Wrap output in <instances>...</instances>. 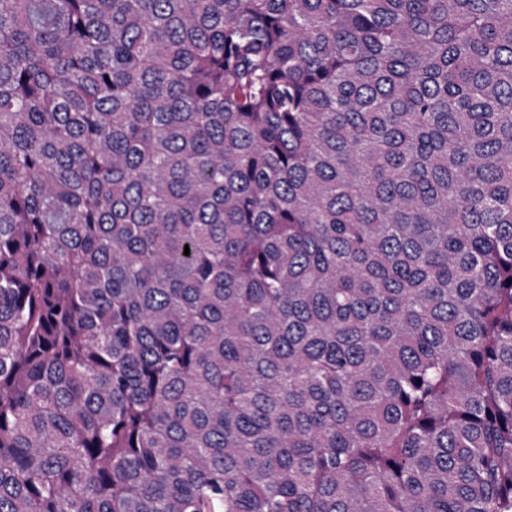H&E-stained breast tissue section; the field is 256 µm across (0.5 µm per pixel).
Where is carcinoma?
Masks as SVG:
<instances>
[{
    "label": "carcinoma",
    "mask_w": 512,
    "mask_h": 512,
    "mask_svg": "<svg viewBox=\"0 0 512 512\" xmlns=\"http://www.w3.org/2000/svg\"><path fill=\"white\" fill-rule=\"evenodd\" d=\"M0 512H512V0H0Z\"/></svg>",
    "instance_id": "1"
}]
</instances>
